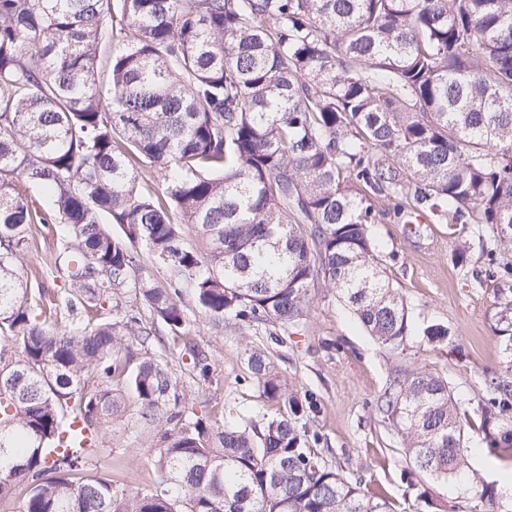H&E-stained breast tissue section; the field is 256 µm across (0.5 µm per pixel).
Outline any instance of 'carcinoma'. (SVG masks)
<instances>
[{
    "mask_svg": "<svg viewBox=\"0 0 512 512\" xmlns=\"http://www.w3.org/2000/svg\"><path fill=\"white\" fill-rule=\"evenodd\" d=\"M375 199L474 227L485 277L512 278V0H0V501L391 512L310 448L315 403L290 396L266 355L248 369L282 409L219 425L180 407L153 352L154 322L175 336L186 322L183 288L246 330L300 320L320 280L399 348L411 318L374 260ZM37 224L61 240L53 288L20 268ZM188 228L203 248L184 243ZM141 247L168 287L144 274ZM128 292L153 322L122 312ZM501 295L512 354V288ZM126 335L138 352L121 354ZM115 379L160 437L152 485L136 492L89 473L100 431L123 417ZM486 394L481 428L504 451L512 383L492 376ZM376 409L404 441L415 512H447L424 475L475 484L469 512H505L495 485L464 471L446 379L398 370Z\"/></svg>",
    "mask_w": 512,
    "mask_h": 512,
    "instance_id": "1",
    "label": "carcinoma"
}]
</instances>
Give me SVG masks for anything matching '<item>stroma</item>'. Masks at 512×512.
Listing matches in <instances>:
<instances>
[{
	"mask_svg": "<svg viewBox=\"0 0 512 512\" xmlns=\"http://www.w3.org/2000/svg\"><path fill=\"white\" fill-rule=\"evenodd\" d=\"M373 231L377 259L412 317V331L401 349L380 346L334 290L320 284L311 291L306 316L272 334L264 328L241 332L215 325L196 308L191 290L183 289L187 322L176 335L159 328L155 351L168 362L186 408L219 424L239 411L277 412V404L261 397L247 370L249 353L263 351L289 392L316 399V410L305 417L318 435L315 452L344 477L360 482L366 495L385 498L394 512H414V499L400 480L403 440L375 414L374 401L395 369L441 374L469 414L466 472L493 484L511 476L512 462L486 449L479 404L486 378L506 369L503 339L495 327L499 293L502 287L512 288V279H475L482 258L471 230L389 214ZM437 324L447 327V341L425 336V329ZM192 346L208 357V379L197 375L188 353ZM112 387L123 397L124 421L104 427V445L94 464L111 466L114 478L131 489L148 488L153 475L149 451L159 437L140 428L138 404L126 387L118 381Z\"/></svg>",
	"mask_w": 512,
	"mask_h": 512,
	"instance_id": "stroma-1",
	"label": "stroma"
}]
</instances>
